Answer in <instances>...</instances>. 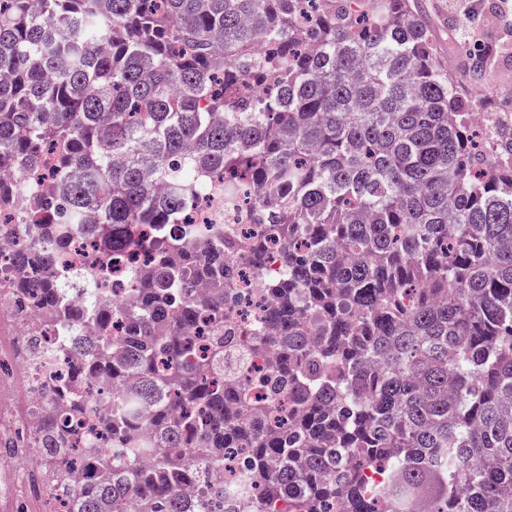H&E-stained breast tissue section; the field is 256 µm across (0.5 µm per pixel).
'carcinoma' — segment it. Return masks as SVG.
<instances>
[{
	"instance_id": "obj_1",
	"label": "carcinoma",
	"mask_w": 512,
	"mask_h": 512,
	"mask_svg": "<svg viewBox=\"0 0 512 512\" xmlns=\"http://www.w3.org/2000/svg\"><path fill=\"white\" fill-rule=\"evenodd\" d=\"M466 95L408 0H0V169L55 164L18 220L47 248L0 287L76 353L29 441L55 494L81 470L67 512H208L230 451L261 497L240 512H512V118L476 141ZM220 183L229 204L265 188L246 249L270 303L246 347L198 356L237 244L182 218ZM18 193L0 178V209ZM77 234L120 265L147 246L117 352L110 302L50 272ZM271 348L272 417L249 423L234 370ZM95 379L119 393L74 392ZM90 413L112 453L78 432Z\"/></svg>"
}]
</instances>
